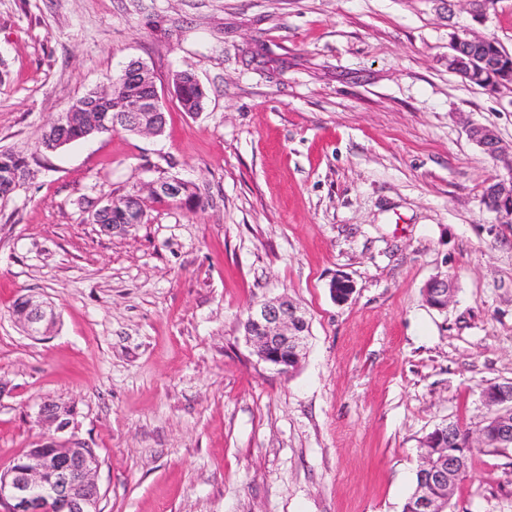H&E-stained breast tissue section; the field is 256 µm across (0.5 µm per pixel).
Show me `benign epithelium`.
Listing matches in <instances>:
<instances>
[{
  "instance_id": "benign-epithelium-1",
  "label": "benign epithelium",
  "mask_w": 512,
  "mask_h": 512,
  "mask_svg": "<svg viewBox=\"0 0 512 512\" xmlns=\"http://www.w3.org/2000/svg\"><path fill=\"white\" fill-rule=\"evenodd\" d=\"M473 19L485 21L494 0H464ZM485 41L480 35L451 37L448 71L461 77L495 71V89L512 88V69H501L487 57L463 50V45ZM131 80L144 88V93L120 102L112 121L122 122L133 132L142 135L160 134L162 112L160 95L153 73L143 62H137L130 72ZM90 108L76 103L65 114L67 124L80 125L88 136L105 123L107 116L87 117ZM470 138L496 162L498 186L495 219L499 224H512V147L503 146L497 131L489 126L472 124ZM184 180L169 178L147 185L148 194L176 198L181 195ZM330 292L339 303L348 301L354 284L345 277L330 283ZM453 287L448 279L436 278L426 286L428 303L435 309L448 308ZM56 314L53 305L33 297L25 298L22 314L16 321L27 336L38 338L48 334ZM246 342L258 359L281 373L290 372L297 364L307 338L309 325L303 312L290 300L277 298L252 305L244 321ZM481 401L488 415L476 430L472 440L494 444L500 448L512 446V416L500 413L503 405L512 404V383L484 389ZM60 403L45 400L36 412L39 424L51 429L53 435L37 441L24 451L6 470L0 472V505L6 512H101L100 488L96 482L99 460L92 448L81 440L74 420H64L58 414ZM438 457L423 455L419 467L420 480L411 498L410 512H440L438 500L451 496L462 460L448 454L444 443L437 445Z\"/></svg>"
}]
</instances>
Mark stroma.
<instances>
[{"label": "stroma", "instance_id": "35a3bbf8", "mask_svg": "<svg viewBox=\"0 0 512 512\" xmlns=\"http://www.w3.org/2000/svg\"><path fill=\"white\" fill-rule=\"evenodd\" d=\"M455 31L512 53V0L482 24L448 0H0V150L29 169L0 203V469L52 399L98 455L102 512H402L424 437L477 428L480 389L512 381V224L482 204L498 169L466 132L512 146V90L449 72ZM132 59L164 136L44 151ZM182 71L200 114L179 108ZM172 176L203 207L100 233L103 204ZM27 295L55 307L44 339L12 315ZM278 296L311 324L287 374L243 335ZM473 470L450 512H512V451ZM192 76L188 72L177 74L176 78L180 77V85L175 87L176 99L182 112L199 114L204 109L206 92L204 87L203 90L200 89L199 82L192 80ZM453 293V287L448 278H436L426 286V297L428 303L435 309L444 310L448 308V302Z\"/></svg>", "mask_w": 512, "mask_h": 512}]
</instances>
